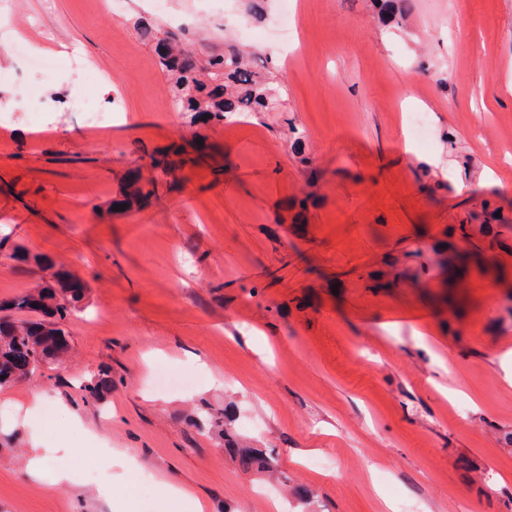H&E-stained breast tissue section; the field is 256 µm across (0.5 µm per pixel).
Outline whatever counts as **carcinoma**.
<instances>
[{"label":"carcinoma","mask_w":512,"mask_h":512,"mask_svg":"<svg viewBox=\"0 0 512 512\" xmlns=\"http://www.w3.org/2000/svg\"><path fill=\"white\" fill-rule=\"evenodd\" d=\"M374 2L379 18L394 22L411 13L414 0ZM137 28L152 39L175 109L188 113L191 124L220 123L239 114L288 112L286 86L280 74L259 66L252 53L229 36H224V51L203 54L188 45L186 36L160 25L140 21ZM182 166L183 161L171 159L166 152L149 154L130 172L135 198L146 200L159 187L176 183ZM10 259L18 264L33 263L46 275L32 291L0 300V387L22 381L41 365L62 359L69 350L65 322L85 297L80 278L55 268L48 256L16 248ZM111 390L112 376L106 371L84 385L87 397L94 401L102 400ZM231 452L246 472L272 469L271 458L259 448H233Z\"/></svg>","instance_id":"obj_1"}]
</instances>
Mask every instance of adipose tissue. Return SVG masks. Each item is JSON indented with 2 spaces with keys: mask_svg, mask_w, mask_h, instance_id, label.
<instances>
[{
  "mask_svg": "<svg viewBox=\"0 0 512 512\" xmlns=\"http://www.w3.org/2000/svg\"><path fill=\"white\" fill-rule=\"evenodd\" d=\"M46 401L47 398L44 394L34 391L27 395L23 404L24 415L32 423L28 436L29 447L25 466L28 472L40 480L45 488L60 490L83 482L84 477L81 473L69 469L59 462L60 457L69 451L66 430L57 431L56 447H46L44 430L39 424L41 410Z\"/></svg>",
  "mask_w": 512,
  "mask_h": 512,
  "instance_id": "adipose-tissue-1",
  "label": "adipose tissue"
}]
</instances>
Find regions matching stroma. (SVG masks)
I'll return each instance as SVG.
<instances>
[{
  "instance_id": "1",
  "label": "stroma",
  "mask_w": 512,
  "mask_h": 512,
  "mask_svg": "<svg viewBox=\"0 0 512 512\" xmlns=\"http://www.w3.org/2000/svg\"><path fill=\"white\" fill-rule=\"evenodd\" d=\"M44 54L81 68L40 79L42 114L0 82V240L44 254L87 285L67 321L71 352L0 388V512H512V247L473 256L444 304L438 260L469 215L512 224V0H414L382 25L372 0H293L297 52L274 16L240 0H8ZM184 27L192 48L238 41L271 54L280 116L196 126L135 23ZM118 114L88 128L79 91ZM425 111L429 143L405 153L401 115ZM175 189L113 210L143 154L191 148ZM319 172L309 181L300 157ZM314 195L304 213L292 200ZM112 373L105 401L83 386ZM45 392L82 426L72 451H112L111 500L50 492L26 472L12 401ZM225 412L270 472L243 471L191 422ZM148 474L149 503L137 493Z\"/></svg>"
}]
</instances>
